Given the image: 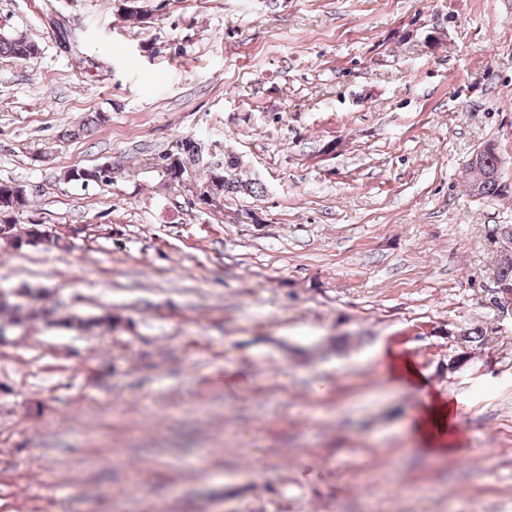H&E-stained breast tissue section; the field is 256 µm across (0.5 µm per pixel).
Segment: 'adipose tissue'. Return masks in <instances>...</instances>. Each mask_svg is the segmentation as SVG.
Returning <instances> with one entry per match:
<instances>
[{
  "mask_svg": "<svg viewBox=\"0 0 512 512\" xmlns=\"http://www.w3.org/2000/svg\"><path fill=\"white\" fill-rule=\"evenodd\" d=\"M384 362L396 385L418 390L420 403L408 421V432L415 445L428 455H442L460 446L459 410L454 401L434 391L409 354L390 351Z\"/></svg>",
  "mask_w": 512,
  "mask_h": 512,
  "instance_id": "obj_1",
  "label": "adipose tissue"
}]
</instances>
